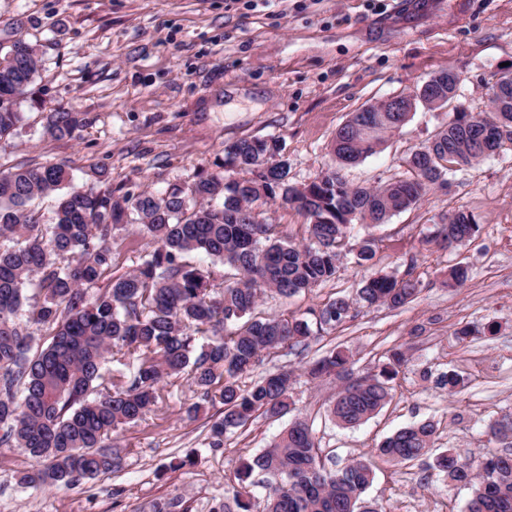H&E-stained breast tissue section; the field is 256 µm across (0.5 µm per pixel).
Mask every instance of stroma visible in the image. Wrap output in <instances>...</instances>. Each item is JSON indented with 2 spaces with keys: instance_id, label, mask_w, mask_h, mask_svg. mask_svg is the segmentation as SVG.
<instances>
[{
  "instance_id": "stroma-1",
  "label": "stroma",
  "mask_w": 512,
  "mask_h": 512,
  "mask_svg": "<svg viewBox=\"0 0 512 512\" xmlns=\"http://www.w3.org/2000/svg\"><path fill=\"white\" fill-rule=\"evenodd\" d=\"M18 19V37L41 58L33 90L44 107L23 104L17 132L0 139V168L62 163L75 187H108L117 198L219 172L225 144L243 137H279L292 182H311L336 167L333 139L351 112L439 71L457 72L449 107H418L375 154L341 169L349 184L378 185L404 174L411 151L455 110L489 111V86L512 74V0H0V31ZM55 108L82 113L84 125L70 137L45 135V113ZM458 210L476 215L481 229L440 248L430 240L434 227ZM368 236L382 242L375 269L412 274L419 293L398 309L359 307L354 320L306 348L258 365L256 379L292 371L291 413L255 416L215 449L208 442L221 404L201 403L186 377L169 379L151 413L112 433L120 466L96 479L22 486L16 474L31 459L0 447V512H153L168 501L212 512L231 502L239 461L297 417L337 467L371 461L365 497L384 512H465L470 488L439 475L432 455L397 464L374 450L426 421L436 427L434 453L452 448L473 458L499 449L485 431L512 414V146L448 174L386 223L354 224L335 279L266 297L263 314L298 317L328 298L355 296L363 270L353 250ZM456 264L470 277L451 288L446 272ZM464 325L479 334L457 340ZM337 346L360 371L377 369L396 348L407 358L392 400L354 428L329 412L338 381L305 375L308 362ZM449 371L463 380L453 395L439 383Z\"/></svg>"
}]
</instances>
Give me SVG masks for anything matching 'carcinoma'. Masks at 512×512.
I'll return each mask as SVG.
<instances>
[{"label": "carcinoma", "mask_w": 512, "mask_h": 512, "mask_svg": "<svg viewBox=\"0 0 512 512\" xmlns=\"http://www.w3.org/2000/svg\"><path fill=\"white\" fill-rule=\"evenodd\" d=\"M39 70L33 46L0 41V138L22 121L20 104ZM428 96L448 93V72L430 77ZM403 112L351 113L336 131L337 168L308 184L294 185L276 137L240 138L224 145V173L200 176L187 187L154 194L112 196L70 184L63 164L0 170V447L21 448L37 464L18 472L22 485L71 487L110 472L118 462L105 441L122 426L143 419L160 398V383L187 375L206 402L224 405L210 446L256 414L291 411L292 373L281 370L243 384L263 358L307 346L356 316L352 300L328 298L307 317L281 319L256 313L269 293L291 297L333 279L353 222L384 224L417 205L450 171L484 158L477 147L512 130L507 108L474 115L456 112L407 158V172L376 187L351 186L340 169L373 154L401 128ZM79 112L49 113L44 133L73 136L83 126ZM54 198V222L41 223L31 202ZM269 202L292 206L308 220L309 242L293 243L276 224L257 219ZM138 224L151 238L131 271L115 270L112 229ZM475 215L459 210L438 225L443 247L472 240ZM379 248L362 239L356 263L368 268ZM203 252L224 266L217 273L191 263ZM419 282L394 274L361 280L360 300L400 308ZM26 321L20 323L18 316ZM208 342L196 345L197 336ZM406 361L391 354L377 374L356 376L349 356L336 347L314 361L313 379L345 381L330 414L354 427L392 398L389 382ZM115 362L117 367L109 364ZM435 427L410 425L376 448L387 462L426 455ZM489 440L512 447V416L489 426ZM311 426L297 419L268 448L235 469L233 505L224 512H254L252 476L267 475L262 512H378L363 494L374 480L372 466L354 460L341 470L326 464ZM433 468L472 489L466 512H512V453L464 460L446 451Z\"/></svg>", "instance_id": "cac0c4a2"}]
</instances>
